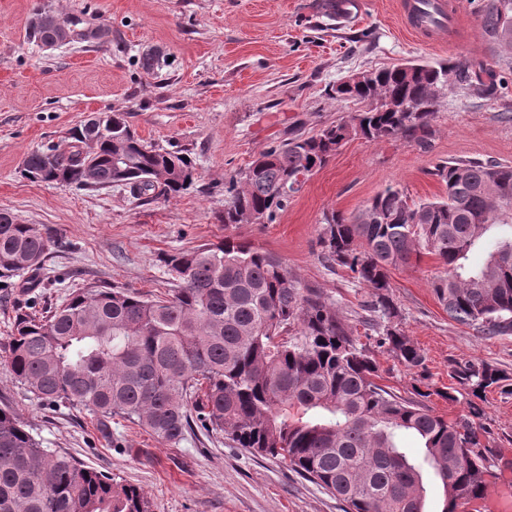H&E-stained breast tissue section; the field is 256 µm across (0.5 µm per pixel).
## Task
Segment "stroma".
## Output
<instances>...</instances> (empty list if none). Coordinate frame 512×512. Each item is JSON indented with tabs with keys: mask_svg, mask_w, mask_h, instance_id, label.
Listing matches in <instances>:
<instances>
[{
	"mask_svg": "<svg viewBox=\"0 0 512 512\" xmlns=\"http://www.w3.org/2000/svg\"><path fill=\"white\" fill-rule=\"evenodd\" d=\"M39 2L0 0V209L56 243L41 264L39 287H0V406L16 410L45 447L140 487L153 512H343V503L315 483L232 447L223 435L197 427L174 446L120 418L103 422L38 400L7 365L9 338L17 314L45 315L83 288L166 296L175 283L161 256L229 233L278 254L356 322L370 291L321 263L324 214L352 215L389 186L417 202L438 197L444 188L428 170L439 160L512 166V93L485 100L448 92L425 150L399 139L348 140L271 224L226 231L224 179L291 132L309 136L357 112L355 102L330 97L349 75L451 57L494 65L497 48L482 36L470 0H450L461 13L458 37L435 46L407 28L398 0H368L363 15L341 26L326 17L323 0H48L59 16L82 14L107 32L100 41L54 49L26 36ZM154 50L168 62L148 73L140 61ZM97 112L128 113L141 137L189 157L194 186L155 199L122 185L81 189L21 176L28 153L49 142L65 145L67 130ZM438 267L425 255L390 272L402 329L421 349L423 367L405 368L374 342L371 356L386 386L404 396L429 389L428 405L445 419L476 403L489 447L509 460L494 468L487 494H512V392L444 397L466 361L495 366L512 380V335L481 336L451 320L429 283Z\"/></svg>",
	"mask_w": 512,
	"mask_h": 512,
	"instance_id": "obj_1",
	"label": "stroma"
}]
</instances>
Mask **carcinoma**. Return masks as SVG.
Here are the masks:
<instances>
[{
    "mask_svg": "<svg viewBox=\"0 0 512 512\" xmlns=\"http://www.w3.org/2000/svg\"><path fill=\"white\" fill-rule=\"evenodd\" d=\"M476 8L487 39L511 55L512 0H479ZM36 13L42 21L28 25L27 38L42 45L56 42L61 20L86 25L46 7ZM454 86L477 96L509 92L486 64L452 59L375 69L365 84L335 89L334 98L365 108L313 136L294 132L226 177L224 227L273 223L290 200L281 192L285 182L322 168L349 135L426 148L441 101L425 99L434 87L446 93ZM385 98L406 109H387ZM66 139L64 148L32 151L22 177L78 187L119 183L156 197L194 183L191 161L145 143L120 112L82 120ZM429 175L445 186L444 196L415 202L388 187L357 214L333 212L319 225L321 260L371 290L356 327L278 255L229 235L162 258L178 282L169 298L97 288L72 293L42 319L17 315L7 364L41 401L118 416L170 445L196 422L222 432L235 448L288 463L346 512H425L427 473L442 488L440 512H470L503 459L484 444L478 411L450 422L421 402L430 394L405 398L385 389L360 341L374 336L406 368L423 366L390 292V270L423 254L442 266L430 287L451 319L482 336L512 334V166L441 160ZM52 244L49 233L0 210V278L34 273ZM477 250L484 259L472 265ZM455 378L475 396L504 381L498 369L469 362ZM295 401L311 416L284 417L282 408ZM404 435L420 441L421 457L400 444ZM0 512H151V503L139 487L43 447L4 406Z\"/></svg>",
    "mask_w": 512,
    "mask_h": 512,
    "instance_id": "carcinoma-1",
    "label": "carcinoma"
}]
</instances>
